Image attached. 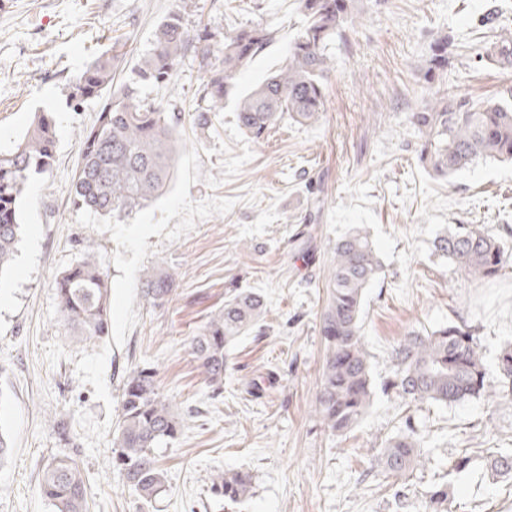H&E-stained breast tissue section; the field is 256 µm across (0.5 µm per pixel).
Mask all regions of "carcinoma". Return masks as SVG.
<instances>
[{
    "label": "carcinoma",
    "instance_id": "cac0c4a2",
    "mask_svg": "<svg viewBox=\"0 0 512 512\" xmlns=\"http://www.w3.org/2000/svg\"><path fill=\"white\" fill-rule=\"evenodd\" d=\"M305 25L280 69L271 73L236 103L240 128L255 139L286 120L316 123L325 111L326 83L332 70L330 44L358 14L356 0H298ZM271 39L257 24L224 34L218 47L207 37L191 38L178 11L159 24L154 45L137 65L143 82L172 79L192 41L197 43L204 73L206 105L200 117L224 111V97L248 62ZM444 33L429 47L417 82L416 104L408 122L419 144V158L437 176L448 177L483 159L512 161V96L475 103L448 89V48ZM485 62L512 67V30L502 31L481 54ZM119 58L100 56L71 84L68 99L79 105L106 96L95 123L80 134L72 176L74 205L108 218H123L157 199L174 166L178 131L160 103L141 97L136 82L114 83ZM55 122L49 112H34L23 132L0 147V272L10 266L20 231L19 207L27 184L48 172L55 158ZM435 249L449 259L468 282L492 278L507 260L498 238L470 224H458L435 239ZM382 270L366 229L355 226L333 248L328 303L321 317L327 344L315 413L334 433L355 427L373 402L370 356L361 336L365 292ZM58 311L69 334L80 343L109 334L112 301L108 276L99 259L86 255L55 282ZM143 297L154 306L169 301V276L155 270L143 279ZM266 311L261 294L237 290L224 298V308L189 340L208 381L221 388L229 348L238 337L261 332ZM387 388L414 403L448 406L483 395L512 397V343L496 359V382L488 378L483 355L470 331L443 325L426 334L407 333L392 349ZM180 418L158 392L154 372L132 371L123 388L119 431L112 464L139 497L152 502L165 490V477L153 450L177 436ZM424 459L420 439L410 430L389 439L380 466L402 477ZM252 476L244 471L220 473L211 491L224 500H245ZM40 490L52 512H89L85 475L76 456L54 457L43 469ZM425 512H448V486L433 485L421 495Z\"/></svg>",
    "mask_w": 512,
    "mask_h": 512
}]
</instances>
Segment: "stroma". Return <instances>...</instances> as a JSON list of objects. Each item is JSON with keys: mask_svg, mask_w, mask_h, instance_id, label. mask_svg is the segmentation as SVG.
<instances>
[{"mask_svg": "<svg viewBox=\"0 0 512 512\" xmlns=\"http://www.w3.org/2000/svg\"><path fill=\"white\" fill-rule=\"evenodd\" d=\"M359 18L330 49L334 70L318 124L282 123L256 140L238 126L236 97L285 63L303 17L298 0H0V142L35 112L53 113L52 170L22 198L18 252L0 274V512H52L39 484L48 458L70 452L85 474L90 512H420V494L446 484L451 512H512V473L490 456L512 452V400L453 406L409 404L385 391L390 353L407 332L468 327L486 366L512 343V263L467 283L439 255L435 238L475 224L512 253V164L482 161L448 178L417 157L408 122L418 70L430 43L452 32L448 81L482 102L512 91V68L477 54L512 29V0H358ZM180 9L190 33L212 44L261 23L271 40L242 69L224 109L200 120V58L187 51L170 82L144 84L178 122L179 152L165 193L116 220L78 208L72 173L79 135L102 107L72 108L70 84L115 41L125 42L119 80L150 52L156 27ZM366 225L383 269L365 295L362 336L373 404L341 436L313 413L326 353L332 247ZM112 289L109 334L73 343L57 307L55 280L88 252ZM171 275L168 304L141 296L147 270ZM236 288L261 293L260 336L229 351L221 392L205 379L188 339ZM153 368L181 420L178 437L155 449L166 490L142 501L112 464L123 385ZM413 425L426 453L407 478L370 465L387 439ZM469 464L451 473L456 458ZM246 470L241 504L215 497L210 475Z\"/></svg>", "mask_w": 512, "mask_h": 512, "instance_id": "35a3bbf8", "label": "stroma"}]
</instances>
